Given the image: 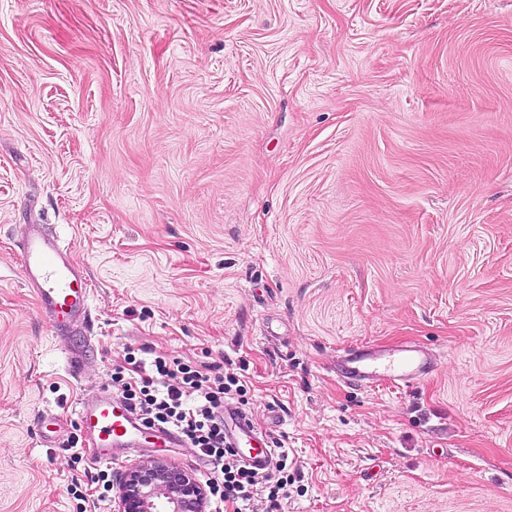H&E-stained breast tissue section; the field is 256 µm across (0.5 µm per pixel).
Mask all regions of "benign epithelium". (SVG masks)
Returning <instances> with one entry per match:
<instances>
[{"instance_id": "7a95c632", "label": "benign epithelium", "mask_w": 512, "mask_h": 512, "mask_svg": "<svg viewBox=\"0 0 512 512\" xmlns=\"http://www.w3.org/2000/svg\"><path fill=\"white\" fill-rule=\"evenodd\" d=\"M205 488L164 459L129 468L116 490L117 512H206Z\"/></svg>"}]
</instances>
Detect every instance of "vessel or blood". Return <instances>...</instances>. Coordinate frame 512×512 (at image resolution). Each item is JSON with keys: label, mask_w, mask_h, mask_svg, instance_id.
Wrapping results in <instances>:
<instances>
[{"label": "vessel or blood", "mask_w": 512, "mask_h": 512, "mask_svg": "<svg viewBox=\"0 0 512 512\" xmlns=\"http://www.w3.org/2000/svg\"><path fill=\"white\" fill-rule=\"evenodd\" d=\"M21 272L25 285L34 292L39 307L59 340L61 353L71 374H79L82 355L75 352L66 335L73 318L87 314L91 293L83 271L56 234L44 225L30 224L20 243ZM433 362L427 353L409 347L388 354L364 345L350 353L341 364L343 378L359 383L381 380L405 386L420 380ZM84 428L96 432L100 460L116 462V451L134 445L142 437L136 416L128 412L116 395L80 403L76 409ZM224 435L232 447L242 451L251 465L270 467L275 455L266 435L258 433L252 420L238 406L224 407Z\"/></svg>", "instance_id": "1"}]
</instances>
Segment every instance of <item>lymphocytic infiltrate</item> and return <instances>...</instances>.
I'll return each mask as SVG.
<instances>
[{"mask_svg": "<svg viewBox=\"0 0 512 512\" xmlns=\"http://www.w3.org/2000/svg\"><path fill=\"white\" fill-rule=\"evenodd\" d=\"M152 373L132 383L113 373L112 386L146 425L166 424L180 429L211 475L203 486L210 512H254L265 503V512H277L293 476L287 451H280L272 471L258 473L244 465L235 449L224 445V403L244 390L239 378L219 368L201 371L179 359L155 357Z\"/></svg>", "mask_w": 512, "mask_h": 512, "instance_id": "f902f5d3", "label": "lymphocytic infiltrate"}]
</instances>
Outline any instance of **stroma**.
<instances>
[{"label":"stroma","mask_w":512,"mask_h":512,"mask_svg":"<svg viewBox=\"0 0 512 512\" xmlns=\"http://www.w3.org/2000/svg\"><path fill=\"white\" fill-rule=\"evenodd\" d=\"M24 224L90 283L80 376ZM362 344L436 367L343 382ZM130 347L239 376L280 512H512V0H0V512L160 455L63 448Z\"/></svg>","instance_id":"obj_1"}]
</instances>
